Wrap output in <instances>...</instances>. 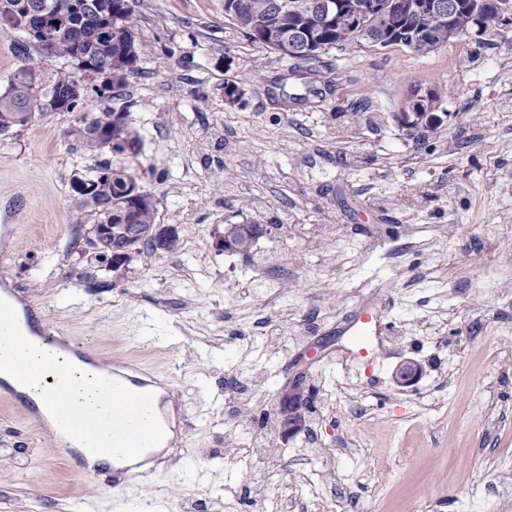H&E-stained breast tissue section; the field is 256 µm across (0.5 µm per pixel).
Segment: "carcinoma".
I'll list each match as a JSON object with an SVG mask.
<instances>
[{"label": "carcinoma", "instance_id": "1", "mask_svg": "<svg viewBox=\"0 0 512 512\" xmlns=\"http://www.w3.org/2000/svg\"><path fill=\"white\" fill-rule=\"evenodd\" d=\"M79 0L80 8L70 9L71 0H39L45 4L52 18L62 24L54 38L55 56L67 58L75 63L73 71H57L45 74L39 63L29 55L25 64L18 68L7 80L4 89H0V135L15 127H24L41 115L37 102L56 90H66L84 81L98 71L112 75L114 81L104 89L112 92L121 89L128 76L139 70L141 45L135 25L128 8V0H109L112 7V25L109 29H100V20L86 2ZM34 0H0V29H18L25 17V3ZM313 0H224V17L233 21L253 43L270 49L280 50L271 42L262 41L263 32L278 30L286 32L303 28L316 29L317 42L322 49H331L347 45L370 46L368 34H356L349 27L348 16L363 4L364 0H342L344 15L342 18L323 25H316L310 6ZM482 33L490 36L499 30L501 24L496 7L485 4L481 11ZM472 12L463 9L453 15V19H442L435 27L426 30L422 39L428 44L413 45L408 33L393 41L395 46H403L418 55L426 54L430 45L437 49L448 46V25H453L458 36L472 31ZM8 18L9 23L1 22ZM71 112H78L75 125L66 131L74 138L81 149L99 154L108 149L115 153L123 152L121 143L136 140L131 131L128 112L121 109L104 107L95 109L91 100L86 98L72 104ZM131 174L124 168L108 163L99 164L93 174L88 176L90 189L72 188L74 202L78 209L93 216L96 224L112 225L111 241L120 242L125 237L124 228L118 214L126 212L130 224H138L142 229L156 224V204L146 202L126 191ZM256 224H227L224 227V239L248 251L259 239Z\"/></svg>", "mask_w": 512, "mask_h": 512}]
</instances>
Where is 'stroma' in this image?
<instances>
[{"label":"stroma","mask_w":512,"mask_h":512,"mask_svg":"<svg viewBox=\"0 0 512 512\" xmlns=\"http://www.w3.org/2000/svg\"><path fill=\"white\" fill-rule=\"evenodd\" d=\"M128 4L144 55L105 103L127 108L141 147L108 159L179 247L116 272L91 257L71 179L97 159L65 138L74 114L51 112L0 136V219L20 225L0 243V290L103 361L167 380L173 444L116 491L0 398V512H288L295 497L306 512H512V28L424 57L296 62L252 43L224 0ZM416 85L440 108L411 129ZM228 224L267 232L226 251ZM368 308L385 335H358ZM260 319L276 336L250 334ZM410 360L422 372L399 386ZM301 373L314 410L285 439L279 395Z\"/></svg>","instance_id":"obj_1"}]
</instances>
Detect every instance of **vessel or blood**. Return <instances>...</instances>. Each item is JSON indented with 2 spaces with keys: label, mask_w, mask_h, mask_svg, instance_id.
Instances as JSON below:
<instances>
[{
  "label": "vessel or blood",
  "mask_w": 512,
  "mask_h": 512,
  "mask_svg": "<svg viewBox=\"0 0 512 512\" xmlns=\"http://www.w3.org/2000/svg\"><path fill=\"white\" fill-rule=\"evenodd\" d=\"M40 316L32 305L18 317L13 302L0 297V395L18 401L35 423L52 416L67 436L70 465L82 470L88 457L98 458L94 474L104 484L127 486L144 469L159 468L160 450L170 444L167 419L155 411L162 384L133 365L101 362L89 345L43 327ZM27 342L42 353L35 364L21 366L14 348ZM63 356L96 369L102 409L85 412L68 400L66 376L57 365Z\"/></svg>",
  "instance_id": "1"
}]
</instances>
